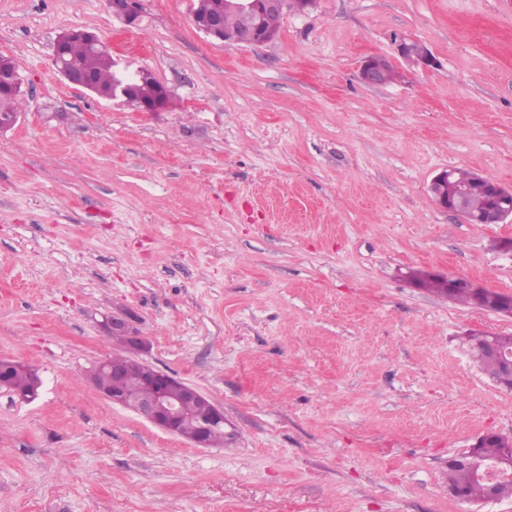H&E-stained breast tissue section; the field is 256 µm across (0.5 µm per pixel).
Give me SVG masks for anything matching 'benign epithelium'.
<instances>
[{
	"mask_svg": "<svg viewBox=\"0 0 512 512\" xmlns=\"http://www.w3.org/2000/svg\"><path fill=\"white\" fill-rule=\"evenodd\" d=\"M313 5L314 0H224V11L255 19L252 25L231 38V41L246 45L271 43L278 38V32L266 27L263 19L283 16L290 11L302 12ZM108 6L112 17L127 26L134 24L139 16L135 0H108ZM196 28L213 40L219 39L224 29V15L216 14L206 23L196 25ZM397 53L412 65L429 66L432 63L429 52L411 39L399 40ZM53 62L70 85L94 91L82 74L65 68L59 56H54ZM112 65L117 73L112 81V89L98 95V98L112 101L120 99L130 104L133 102L134 89L131 76L137 74V71L128 69L117 60L112 61ZM392 67V62L385 56H369L362 62L361 80L367 85H381ZM475 190L490 192L496 199V205L480 214L470 212L466 200ZM429 191L432 201L439 208L461 216L468 224H503L512 219V187H505L491 178L473 174L468 183L461 184L456 181L454 170L445 169L433 177ZM444 280L448 288H465L477 293L479 299L476 308L512 315V296L495 294L468 278L446 276ZM101 328L123 352L126 365L113 369L110 360L105 359L92 368L88 379L96 390L171 435H181L184 421L190 418L196 423V437L191 444L196 448L212 446V436L224 431V426L228 424L224 410L195 387L145 362L141 355L147 350L148 341L127 319L107 316L101 322ZM132 373L139 375L142 387L149 390L148 395L123 397L114 390L118 383Z\"/></svg>",
	"mask_w": 512,
	"mask_h": 512,
	"instance_id": "1",
	"label": "benign epithelium"
}]
</instances>
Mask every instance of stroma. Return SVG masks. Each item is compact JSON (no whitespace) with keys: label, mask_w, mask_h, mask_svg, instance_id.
<instances>
[{"label":"stroma","mask_w":512,"mask_h":512,"mask_svg":"<svg viewBox=\"0 0 512 512\" xmlns=\"http://www.w3.org/2000/svg\"><path fill=\"white\" fill-rule=\"evenodd\" d=\"M0 0L24 103L0 131V512H512L466 503L449 458L512 439V392L471 332L512 316L417 287V270L512 295V222L432 201L442 169L512 187V0H316L278 39L211 40L192 0ZM94 30L173 95L159 112L66 83L56 39ZM433 58L409 66L396 44ZM381 55L400 77H359ZM126 316L143 358L223 407L196 448L87 373ZM28 367V366H27ZM27 367L23 364H17L14 367H8L9 376L7 379L0 381V389L8 391L14 395H30L32 391H39L41 387L40 385L35 388L34 387V378L31 374L28 373ZM33 375L36 374L35 370L28 367Z\"/></svg>","instance_id":"1"}]
</instances>
